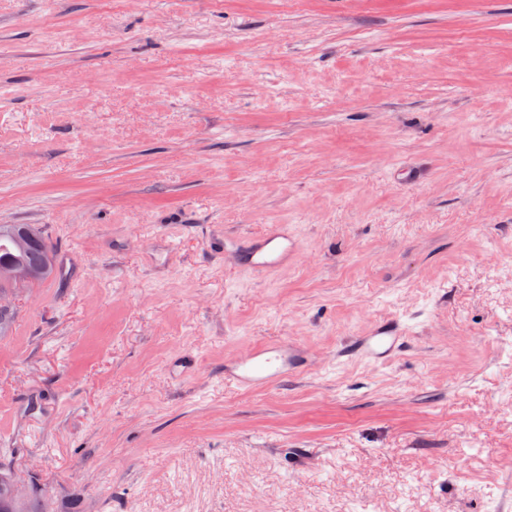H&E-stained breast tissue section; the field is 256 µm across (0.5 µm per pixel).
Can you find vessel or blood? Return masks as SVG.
<instances>
[{
    "label": "vessel or blood",
    "instance_id": "1",
    "mask_svg": "<svg viewBox=\"0 0 512 512\" xmlns=\"http://www.w3.org/2000/svg\"><path fill=\"white\" fill-rule=\"evenodd\" d=\"M295 251L287 228L279 226L263 236L246 239L240 246V258L249 269L270 271L287 263ZM403 336L399 326L381 325L348 344L343 354L361 360H383L400 350ZM307 363V355L289 345L248 346L235 358L228 377L242 388H264L302 371Z\"/></svg>",
    "mask_w": 512,
    "mask_h": 512
}]
</instances>
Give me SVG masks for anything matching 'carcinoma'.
I'll return each mask as SVG.
<instances>
[{"label": "carcinoma", "mask_w": 512, "mask_h": 512, "mask_svg": "<svg viewBox=\"0 0 512 512\" xmlns=\"http://www.w3.org/2000/svg\"><path fill=\"white\" fill-rule=\"evenodd\" d=\"M20 224H0V269L20 266L35 275V284H41L56 272L55 251L43 230L35 239L23 245L17 242Z\"/></svg>", "instance_id": "obj_1"}]
</instances>
